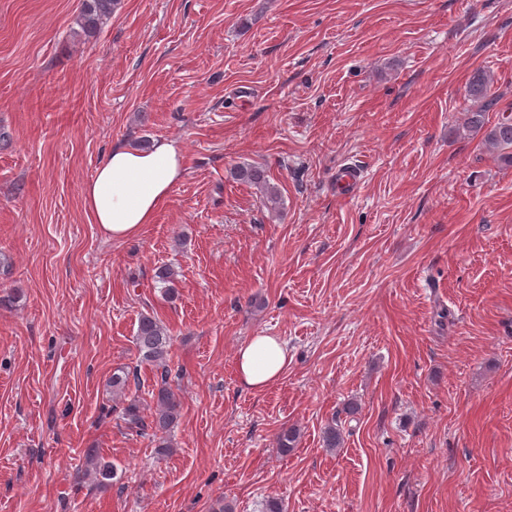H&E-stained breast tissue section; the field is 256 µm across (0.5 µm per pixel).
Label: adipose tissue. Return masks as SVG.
<instances>
[{"label":"adipose tissue","instance_id":"ef3b65f1","mask_svg":"<svg viewBox=\"0 0 512 512\" xmlns=\"http://www.w3.org/2000/svg\"><path fill=\"white\" fill-rule=\"evenodd\" d=\"M184 166L183 148L173 139L156 141L148 150L114 146L84 187V211L109 239L137 236L153 223ZM287 364L285 345L276 336L253 337L236 355L241 382L257 391L275 383Z\"/></svg>","mask_w":512,"mask_h":512}]
</instances>
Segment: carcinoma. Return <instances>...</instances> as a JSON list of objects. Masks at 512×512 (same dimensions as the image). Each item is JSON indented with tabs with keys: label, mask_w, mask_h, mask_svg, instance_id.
Masks as SVG:
<instances>
[{
	"label": "carcinoma",
	"mask_w": 512,
	"mask_h": 512,
	"mask_svg": "<svg viewBox=\"0 0 512 512\" xmlns=\"http://www.w3.org/2000/svg\"><path fill=\"white\" fill-rule=\"evenodd\" d=\"M117 0H82V8L77 18L78 30L75 36L80 40H89L96 36L102 25L112 17ZM493 78L484 70H475L467 83V94L473 108L467 111V128L474 132H483V142L496 160L512 166V115L501 114L498 122L485 127L484 115L497 104L498 97L491 93ZM231 175L233 179L259 187L272 203L278 202V190L268 182L266 172L251 164L235 166ZM154 282L162 285L163 294L172 299L177 294L175 287L176 274L172 268L163 264L155 267ZM135 345L142 360L149 363L155 371V381L151 389L154 413L151 420H146L137 400L133 399L123 405L119 414L131 429L143 433H151L158 439L159 452L170 449L169 436L182 417L183 406L172 382L171 338L163 323L154 316L140 317L135 334ZM140 386L137 372L126 367L113 371L108 381L112 395L122 397L130 386ZM300 438V430L295 426L284 427L277 435V446L283 452L296 447ZM342 436L336 424H329L322 432L323 446L326 448L341 447ZM85 462L90 464L94 481L102 488L112 486L117 478V469L112 461L100 455L98 449L88 448L84 453Z\"/></svg>",
	"instance_id": "cac0c4a2"
}]
</instances>
